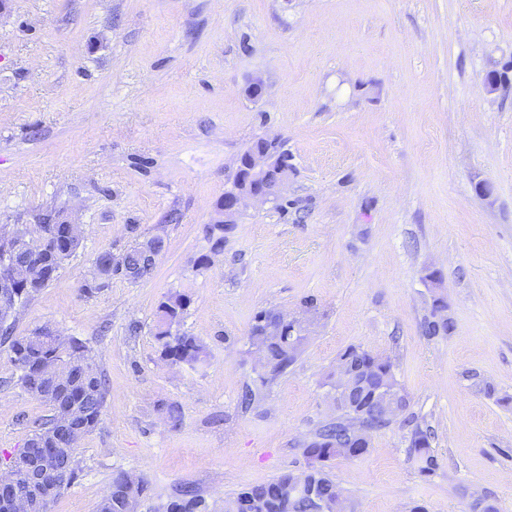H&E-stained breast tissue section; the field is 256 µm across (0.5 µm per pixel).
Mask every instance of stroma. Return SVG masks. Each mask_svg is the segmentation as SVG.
<instances>
[{
  "instance_id": "1",
  "label": "stroma",
  "mask_w": 512,
  "mask_h": 512,
  "mask_svg": "<svg viewBox=\"0 0 512 512\" xmlns=\"http://www.w3.org/2000/svg\"><path fill=\"white\" fill-rule=\"evenodd\" d=\"M511 61L512 0H8L0 233L51 210L84 228L15 333L52 324L109 382L49 512H95L118 468L145 481L142 512L187 485L224 512L306 470V439L336 416L325 375L350 346L391 357L410 398L367 454L329 462L353 512H471L479 497L512 512V83L486 84ZM260 137L287 150L291 178L212 255L216 204ZM157 235L151 278L83 293L99 251ZM436 287L445 338L422 331ZM171 292L189 298L174 329L206 346L202 364L161 357ZM270 308L314 325L246 406L259 373L246 340ZM18 376L0 346V469L51 413ZM412 421L432 433V476L407 453Z\"/></svg>"
}]
</instances>
